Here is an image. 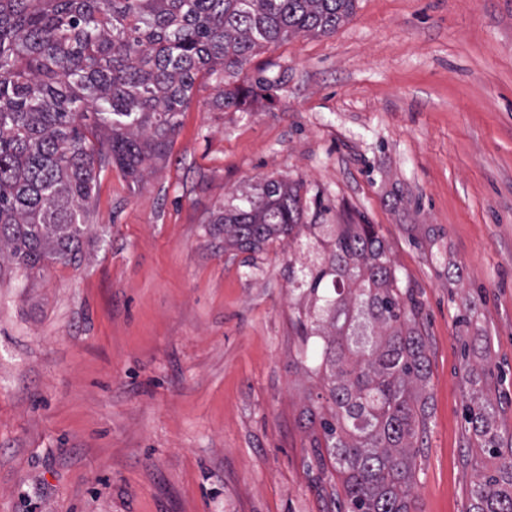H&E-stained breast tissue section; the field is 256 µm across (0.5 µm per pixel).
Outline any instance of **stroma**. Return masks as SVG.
<instances>
[{"label": "stroma", "instance_id": "35a3bbf8", "mask_svg": "<svg viewBox=\"0 0 512 512\" xmlns=\"http://www.w3.org/2000/svg\"><path fill=\"white\" fill-rule=\"evenodd\" d=\"M245 72L270 97L197 79L166 161L101 171L77 262L0 270V512H347L288 280L319 257L249 262L211 224L268 177L305 223L373 225L419 303L411 512H468L473 390L512 443V0H356Z\"/></svg>", "mask_w": 512, "mask_h": 512}]
</instances>
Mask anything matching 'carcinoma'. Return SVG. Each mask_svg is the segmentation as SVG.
Segmentation results:
<instances>
[{"instance_id":"carcinoma-1","label":"carcinoma","mask_w":512,"mask_h":512,"mask_svg":"<svg viewBox=\"0 0 512 512\" xmlns=\"http://www.w3.org/2000/svg\"><path fill=\"white\" fill-rule=\"evenodd\" d=\"M355 0H0V263L26 272L78 259L97 171L132 183L166 160L199 75L243 111L271 86L239 80L253 53L332 33ZM302 183L267 178L214 214L224 248L257 254L309 232L321 262L291 278L307 368L324 373L325 448L349 512H410L415 439L427 428L428 360L419 304L402 290L370 224L303 221ZM474 446L493 466L472 482L469 512H512L491 400L466 405Z\"/></svg>"}]
</instances>
